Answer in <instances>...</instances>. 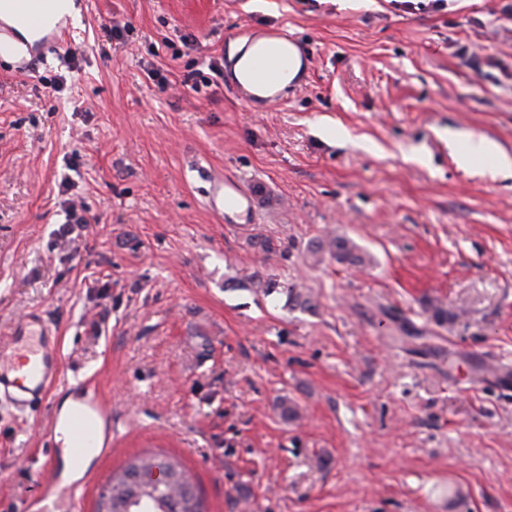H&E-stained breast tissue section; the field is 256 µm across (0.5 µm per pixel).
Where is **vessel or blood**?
Here are the masks:
<instances>
[{
	"instance_id": "obj_1",
	"label": "vessel or blood",
	"mask_w": 512,
	"mask_h": 512,
	"mask_svg": "<svg viewBox=\"0 0 512 512\" xmlns=\"http://www.w3.org/2000/svg\"><path fill=\"white\" fill-rule=\"evenodd\" d=\"M238 38L242 42L240 50L224 64L226 88L251 104L286 102L289 89L279 87L278 81L288 67L287 33L247 29ZM242 59L247 62V74L243 77L236 72ZM212 198L219 201L228 217L251 211L255 204L238 178L217 180ZM61 368L56 338L39 318L25 317L15 325L10 340L0 344V396L22 409L35 406L59 380ZM64 424L72 439L73 464L81 463L98 433L103 436L100 456H111L112 415L93 387H85L78 408L65 418ZM43 467L47 477L39 494V512H51V504L59 501L65 505L64 512H82V482L60 485L54 457H47Z\"/></svg>"
}]
</instances>
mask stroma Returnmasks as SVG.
I'll return each mask as SVG.
<instances>
[{"mask_svg":"<svg viewBox=\"0 0 512 512\" xmlns=\"http://www.w3.org/2000/svg\"><path fill=\"white\" fill-rule=\"evenodd\" d=\"M266 2L89 0L30 75L0 57V339L35 315L62 358L44 403L0 398V512L37 497L85 380L112 410L88 512L144 451L180 458L207 512H512V177L454 159L469 135L512 156L507 0ZM251 26L308 49L283 104L224 86ZM209 173L255 211L226 223ZM331 233L370 264L306 261ZM250 280L252 284L261 288L262 293L266 296H270L274 292L284 293L290 304L294 303L295 306L301 308L313 307L311 295L307 292L299 291L295 285L280 283L272 277H266L264 280L262 276L256 273L250 276Z\"/></svg>","mask_w":512,"mask_h":512,"instance_id":"obj_1","label":"stroma"}]
</instances>
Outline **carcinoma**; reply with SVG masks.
<instances>
[{
	"label": "carcinoma",
	"instance_id": "cac0c4a2",
	"mask_svg": "<svg viewBox=\"0 0 512 512\" xmlns=\"http://www.w3.org/2000/svg\"><path fill=\"white\" fill-rule=\"evenodd\" d=\"M307 255L313 264L326 256L346 266L367 263L365 255L344 235L310 242ZM250 280L266 296L279 292L301 308L313 307L311 295L294 285L256 273ZM97 512H204V508L197 483L178 457L145 453L132 457L120 473L112 476L100 492Z\"/></svg>",
	"mask_w": 512,
	"mask_h": 512
}]
</instances>
